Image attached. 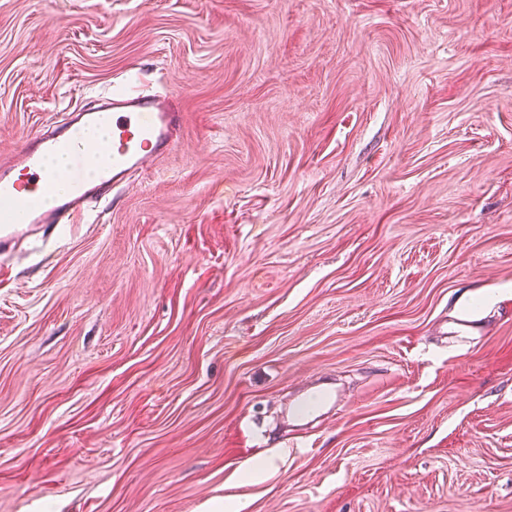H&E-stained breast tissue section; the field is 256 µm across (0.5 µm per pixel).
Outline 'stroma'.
Returning a JSON list of instances; mask_svg holds the SVG:
<instances>
[{
    "label": "stroma",
    "instance_id": "stroma-1",
    "mask_svg": "<svg viewBox=\"0 0 512 512\" xmlns=\"http://www.w3.org/2000/svg\"><path fill=\"white\" fill-rule=\"evenodd\" d=\"M125 82L174 149L0 260V512H512V0H0V155ZM331 398V394L325 391H317L305 397L302 401L290 409L292 419L301 420L309 418L317 412L322 405Z\"/></svg>",
    "mask_w": 512,
    "mask_h": 512
}]
</instances>
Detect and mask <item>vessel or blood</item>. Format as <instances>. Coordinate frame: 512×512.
<instances>
[{
	"instance_id": "vessel-or-blood-1",
	"label": "vessel or blood",
	"mask_w": 512,
	"mask_h": 512,
	"mask_svg": "<svg viewBox=\"0 0 512 512\" xmlns=\"http://www.w3.org/2000/svg\"><path fill=\"white\" fill-rule=\"evenodd\" d=\"M180 123V113L164 95L120 91L75 105L62 123L27 136L12 154L0 159V202L14 209L11 218L0 219V254L39 228L86 217L91 203L108 200L131 172L170 152ZM99 126L107 128V138L89 144L87 130ZM61 152L70 157L66 177L71 188L51 205H38L55 178L48 161ZM329 398L328 392H314L294 405L290 416L309 418Z\"/></svg>"
}]
</instances>
